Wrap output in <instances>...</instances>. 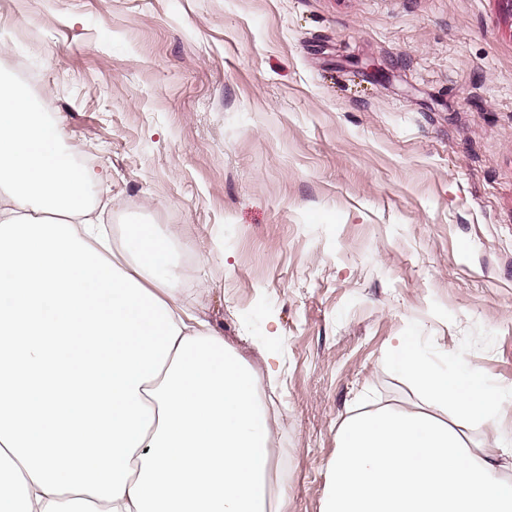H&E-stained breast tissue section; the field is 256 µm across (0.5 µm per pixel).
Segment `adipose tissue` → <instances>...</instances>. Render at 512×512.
<instances>
[{"mask_svg": "<svg viewBox=\"0 0 512 512\" xmlns=\"http://www.w3.org/2000/svg\"><path fill=\"white\" fill-rule=\"evenodd\" d=\"M95 177L0 82V512H275L250 364L178 295L168 241L143 226L115 247ZM388 356L422 404L345 420L323 512H512L503 459L465 434L512 398L414 347Z\"/></svg>", "mask_w": 512, "mask_h": 512, "instance_id": "adipose-tissue-1", "label": "adipose tissue"}]
</instances>
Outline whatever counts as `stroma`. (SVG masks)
I'll return each instance as SVG.
<instances>
[{
    "instance_id": "obj_1",
    "label": "stroma",
    "mask_w": 512,
    "mask_h": 512,
    "mask_svg": "<svg viewBox=\"0 0 512 512\" xmlns=\"http://www.w3.org/2000/svg\"><path fill=\"white\" fill-rule=\"evenodd\" d=\"M102 223L147 224L274 419L278 512L416 346L512 393V0H0Z\"/></svg>"
}]
</instances>
